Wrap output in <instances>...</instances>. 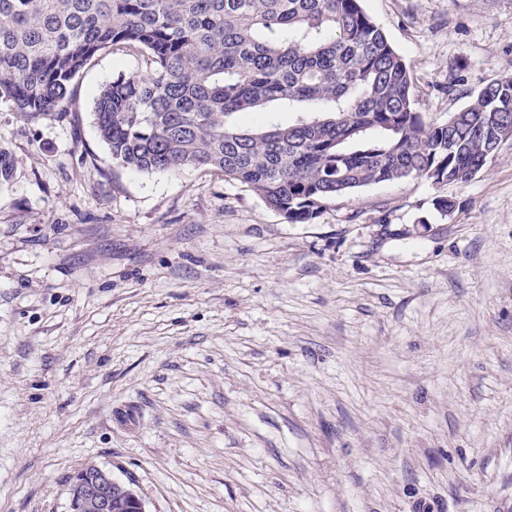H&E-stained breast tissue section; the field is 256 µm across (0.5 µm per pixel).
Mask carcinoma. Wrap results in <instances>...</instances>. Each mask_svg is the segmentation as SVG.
<instances>
[{"label":"carcinoma","mask_w":512,"mask_h":512,"mask_svg":"<svg viewBox=\"0 0 512 512\" xmlns=\"http://www.w3.org/2000/svg\"><path fill=\"white\" fill-rule=\"evenodd\" d=\"M117 44L148 69L97 96L112 159L148 174L218 172L291 224L371 184H465L512 138L511 76L447 122L427 120L360 0H0V103L31 119L68 112L72 80ZM272 106L297 117L235 121Z\"/></svg>","instance_id":"obj_1"}]
</instances>
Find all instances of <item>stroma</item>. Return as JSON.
<instances>
[{"label":"stroma","mask_w":512,"mask_h":512,"mask_svg":"<svg viewBox=\"0 0 512 512\" xmlns=\"http://www.w3.org/2000/svg\"><path fill=\"white\" fill-rule=\"evenodd\" d=\"M361 6L433 122L512 76V0ZM145 70L109 48L70 112L0 104V512H67L89 464L147 512H512V139L291 224L112 160L96 98Z\"/></svg>","instance_id":"1"}]
</instances>
